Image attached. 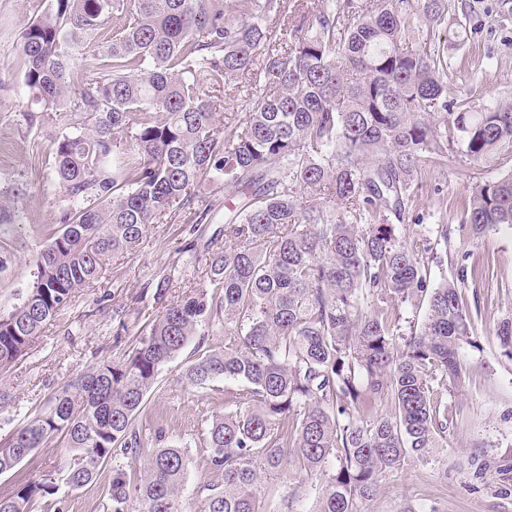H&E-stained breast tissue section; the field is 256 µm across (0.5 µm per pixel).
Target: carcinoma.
Returning <instances> with one entry per match:
<instances>
[{"instance_id":"1","label":"carcinoma","mask_w":512,"mask_h":512,"mask_svg":"<svg viewBox=\"0 0 512 512\" xmlns=\"http://www.w3.org/2000/svg\"><path fill=\"white\" fill-rule=\"evenodd\" d=\"M448 0H51L30 20L15 65L35 109L59 119L49 155L69 201L46 227L31 287L0 312V376L110 257L133 251L178 205L212 221L204 178L237 192L224 249L206 283L167 303L128 349L69 380L45 408L0 431V475L36 449L65 448L62 466L0 496L32 512L112 464L110 512H266L260 474L320 480L312 512H368L386 475L437 460L448 391L466 374L475 325L462 297L479 269L430 282L446 224L417 208L426 166L458 155L492 167L459 216L471 243L512 229V101L480 109L448 86L440 35ZM254 76L255 102L216 130V93ZM30 167L0 188V238L22 221ZM426 304L402 329L399 306ZM224 345L197 342L180 375L188 392L224 391L227 411L189 446L136 424L163 367L210 322ZM143 458L131 470L123 459ZM216 473L220 480L207 475ZM297 486L275 512H297Z\"/></svg>"}]
</instances>
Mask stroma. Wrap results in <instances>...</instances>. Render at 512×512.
Returning <instances> with one entry per match:
<instances>
[{
  "instance_id": "stroma-1",
  "label": "stroma",
  "mask_w": 512,
  "mask_h": 512,
  "mask_svg": "<svg viewBox=\"0 0 512 512\" xmlns=\"http://www.w3.org/2000/svg\"><path fill=\"white\" fill-rule=\"evenodd\" d=\"M48 5L49 0H0V187L11 184L31 162H38L42 173L27 190L26 217L15 228L11 260L0 272L2 311L29 288L30 261L45 242L44 228L58 223L68 206L52 186L48 153L59 126L50 121L38 130L28 129L23 114L29 93L13 66L21 30ZM448 15L441 39L456 96L477 107L512 98V0H451ZM488 174L484 163L448 158L431 170L441 194L424 190L418 205L457 223L471 186ZM198 192L214 205L213 223L196 225L188 212L173 210L168 223L152 225L136 251L114 254L103 278L80 290L61 315L47 322L28 353L8 372L11 399L0 405L1 427L17 426L37 413L55 390L99 357L121 356L136 331L160 311L153 292L163 275L174 276L169 293L173 299L190 284L203 282L191 256L223 248L228 192L210 182L202 183ZM471 261L486 274L462 290L477 336L475 346L462 350L466 377L448 396L446 459L416 463L388 475L369 505L371 512H403L409 505L422 512H512V487L503 491L497 482L476 477L471 464L472 456L482 455L512 465V359L495 334L496 326L512 317V230L488 234L473 248ZM119 306L124 309L120 315L115 312ZM192 358V348H185L162 370L138 417L147 431L160 429L168 440L190 443L206 428L207 418L223 413V395L207 389L192 395L183 391L178 377ZM62 454L55 447L37 449L17 470L0 475V492L38 478L59 464ZM111 479V466H104L96 482L79 490L59 485L56 498L63 502L64 512H105Z\"/></svg>"
}]
</instances>
